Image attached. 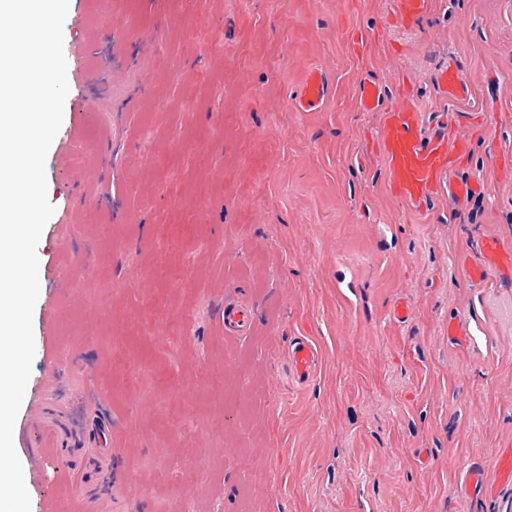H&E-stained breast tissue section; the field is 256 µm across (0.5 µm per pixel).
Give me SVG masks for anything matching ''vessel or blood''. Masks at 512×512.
<instances>
[{"mask_svg":"<svg viewBox=\"0 0 512 512\" xmlns=\"http://www.w3.org/2000/svg\"><path fill=\"white\" fill-rule=\"evenodd\" d=\"M435 0H392L393 16L397 24H414L419 18L430 13ZM379 34L356 25L345 26L342 31L343 47L349 58L368 56L379 41ZM461 66L449 62L438 76V88L449 99L467 100L471 95L469 85L460 77ZM331 92L330 81L320 70L307 72L300 92L291 101L298 112H315L321 109ZM384 88L373 81L361 83L357 98L362 111H379L383 120L376 150L381 157L386 174V194L412 209L427 205L434 195L447 191L448 198L455 204H462L469 193L479 191V184L455 182L451 170L460 158L470 153L468 139L453 135L447 127L426 131L421 114L411 102L404 83H397L392 105H385ZM462 274L475 283L496 278L502 283L512 282V244L490 240L482 244L478 260L463 259L460 263ZM249 326L246 309L226 306L224 329L242 334ZM321 356L309 337L301 336L288 348V361L294 378L298 382L308 381L316 372ZM21 445L34 468H41L51 457L54 442L48 431H41L35 439H23ZM512 483V448L502 452L499 458L498 480L490 482L485 471L477 465L468 466L456 485L459 499L470 500L494 493L496 483Z\"/></svg>","mask_w":512,"mask_h":512,"instance_id":"b4317fda","label":"vessel or blood"}]
</instances>
